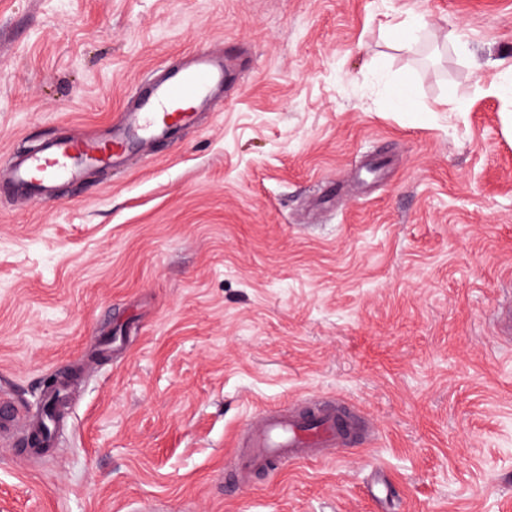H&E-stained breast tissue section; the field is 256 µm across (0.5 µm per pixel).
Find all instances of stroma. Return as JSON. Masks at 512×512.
Returning a JSON list of instances; mask_svg holds the SVG:
<instances>
[{
  "label": "stroma",
  "instance_id": "35a3bbf8",
  "mask_svg": "<svg viewBox=\"0 0 512 512\" xmlns=\"http://www.w3.org/2000/svg\"><path fill=\"white\" fill-rule=\"evenodd\" d=\"M222 41L176 143L0 193L5 395L81 372L53 452L0 439V512H387L377 471L404 512H512V0H0V165ZM315 396L375 434L232 484L246 418ZM496 338L506 344L512 343V300L500 304L492 315Z\"/></svg>",
  "mask_w": 512,
  "mask_h": 512
}]
</instances>
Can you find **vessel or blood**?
Instances as JSON below:
<instances>
[{"instance_id":"vessel-or-blood-1","label":"vessel or blood","mask_w":512,"mask_h":512,"mask_svg":"<svg viewBox=\"0 0 512 512\" xmlns=\"http://www.w3.org/2000/svg\"><path fill=\"white\" fill-rule=\"evenodd\" d=\"M224 51L192 52L188 60L162 76L139 85L131 107L101 137L72 129L68 136L44 143L40 149L10 161L8 191H22L26 200H50L62 182H83L87 170L116 168L129 157H149L158 145L175 141L194 126L202 108L213 104L224 85ZM497 338L512 343V300L492 315ZM248 451L235 458L241 471L277 472L285 464L308 458L324 448L347 445L354 432L341 408L312 402L301 411L265 408L244 423ZM24 446L44 453L54 445L53 424L42 421L25 431Z\"/></svg>"}]
</instances>
